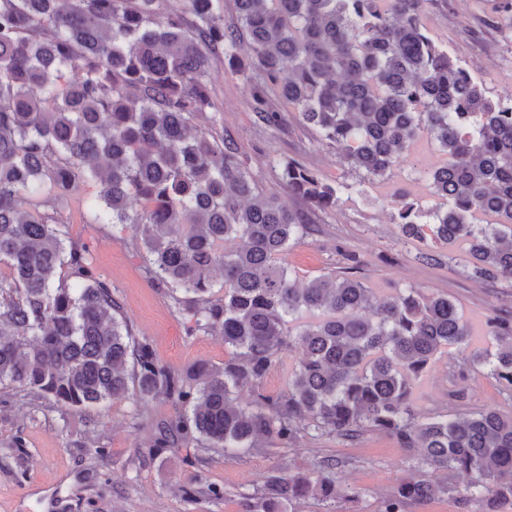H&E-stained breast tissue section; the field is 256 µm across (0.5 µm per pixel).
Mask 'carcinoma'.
I'll use <instances>...</instances> for the list:
<instances>
[{
  "label": "carcinoma",
  "mask_w": 512,
  "mask_h": 512,
  "mask_svg": "<svg viewBox=\"0 0 512 512\" xmlns=\"http://www.w3.org/2000/svg\"><path fill=\"white\" fill-rule=\"evenodd\" d=\"M0 0V386L70 408L165 397L184 413L148 455L196 442L240 457L274 442L384 434L462 487L408 478L378 512L455 491L482 512L512 507V414L485 409L424 421L409 399L439 353L469 330L445 295L407 288L377 306L347 271L303 286L283 255L306 224L259 187L238 149L194 120L214 107L209 53L254 86V111L297 112L355 171L382 177L422 135L446 159L425 171L448 208L405 237L469 244L472 275L512 283V103H494L437 45L429 0ZM246 46L250 61L239 57ZM281 181L308 206H338L351 186L296 160ZM98 188V220L140 235L147 271L189 315L187 334L224 338V366L183 377L135 335L89 246L56 217L67 193ZM489 220L479 224L476 219ZM240 241L227 250L224 244ZM224 273L213 298L212 272ZM495 350L467 357L512 393V319L488 320ZM297 353L287 392L258 388L281 352ZM256 399L243 406L236 394ZM340 496L319 472L269 477L249 512H295Z\"/></svg>",
  "instance_id": "1"
}]
</instances>
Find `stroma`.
I'll list each match as a JSON object with an SVG mask.
<instances>
[{
    "mask_svg": "<svg viewBox=\"0 0 512 512\" xmlns=\"http://www.w3.org/2000/svg\"><path fill=\"white\" fill-rule=\"evenodd\" d=\"M426 24L435 42L482 82L490 99L512 101V23L504 20L499 0H430ZM209 78L215 107L198 126L235 145L259 186L309 223L307 235L285 256L299 283L350 267L376 303L407 288L448 295L469 326V351L493 349L487 320L512 316V283L472 277L467 243L448 247L407 239L395 223L401 191L422 210L447 209V201L421 176L444 161L436 142L421 138L385 178L368 179L341 162L290 109L281 108L278 126L259 122L251 85L232 72L223 53L211 55ZM291 159L359 189L336 210L310 212L281 183L280 166ZM95 196V187H83L58 214L68 235L88 244L94 266L111 284L136 336L147 338L158 359L179 373L223 366V338L187 335L182 307L147 273L139 237L131 228L97 223ZM351 254L357 265L349 264ZM410 403L421 419L485 408L512 413V396L466 365L454 349L434 357L415 381ZM181 412L169 399L145 404L124 399L77 409L10 392L0 404V512H245L247 497L266 476L309 472L325 461L343 489L359 492L358 503L310 498L298 504V512H376L381 498L405 477L422 475L436 484L447 480L445 472L419 465L395 441L375 432L343 441L311 431L293 447L270 446L237 459L192 444L147 458L160 428ZM18 434L25 447H13ZM205 482L221 487L223 497L202 493Z\"/></svg>",
    "mask_w": 512,
    "mask_h": 512,
    "instance_id": "35a3bbf8",
    "label": "stroma"
}]
</instances>
